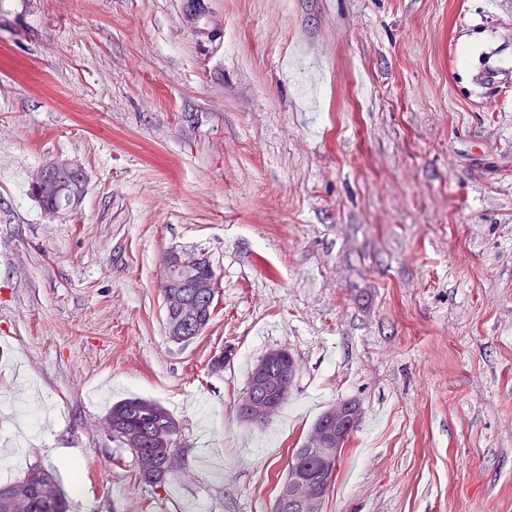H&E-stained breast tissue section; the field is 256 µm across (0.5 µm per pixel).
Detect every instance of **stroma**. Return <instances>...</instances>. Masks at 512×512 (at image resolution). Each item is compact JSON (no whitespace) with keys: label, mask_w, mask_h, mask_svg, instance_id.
I'll use <instances>...</instances> for the list:
<instances>
[{"label":"stroma","mask_w":512,"mask_h":512,"mask_svg":"<svg viewBox=\"0 0 512 512\" xmlns=\"http://www.w3.org/2000/svg\"><path fill=\"white\" fill-rule=\"evenodd\" d=\"M482 48L512 54V0H0V466L79 470L69 512H272L354 399L322 512H512V75L460 80ZM56 159L87 184L50 220ZM169 249L219 281L187 344ZM272 348L298 376L250 424ZM130 396L181 425L167 491L102 425ZM56 179H68L72 183L71 192L58 201L57 205L45 210L46 217H54L63 210H75L79 207L83 199V192L87 181L84 170L77 164L68 161H51L37 171L31 181V186L38 192L40 188H45L39 193L41 207L53 206L59 195L68 190V183ZM55 181V182H54ZM181 254L176 249L169 250L164 258L162 270L160 272V287L161 288H196V294L199 300L202 298L206 299V291H207V299L202 303V309H199L198 314L195 321L203 322L206 321L204 327L201 330V334L207 328V326L211 323L216 313L217 305H218V296H219V284L214 273V269L210 263V261L204 255H197L194 258V265L198 267H205L209 270L210 275H215V279L212 281L211 279H205L203 277L198 276V272L192 268H185L182 270L183 276L180 284H174L172 280V271L178 264L183 263L185 261H181V256L183 259L187 261H191L193 256L191 254H197L195 252H188L179 250ZM212 281V288H211ZM205 288H208L205 291ZM200 334V335H201ZM163 294V301H164V305H165V309H166V325H167V330L169 331V320L167 318V316H174L176 313H180L182 312L184 309H186L187 307V301H188V298H189V295L184 291V290H181V291H165V292H162ZM185 329H182L180 327H178L177 323H174L171 328H170V333L172 336H182L183 333H184ZM172 336H169L171 339H172ZM199 335H195V336H187V339L186 340H182L181 338H176L175 342H189L193 339H195L196 337H198ZM297 373V361L287 349L268 350L254 364L249 385L237 399L236 412L249 422L267 421L279 410L282 397L286 396L282 406L287 402Z\"/></svg>","instance_id":"stroma-1"}]
</instances>
